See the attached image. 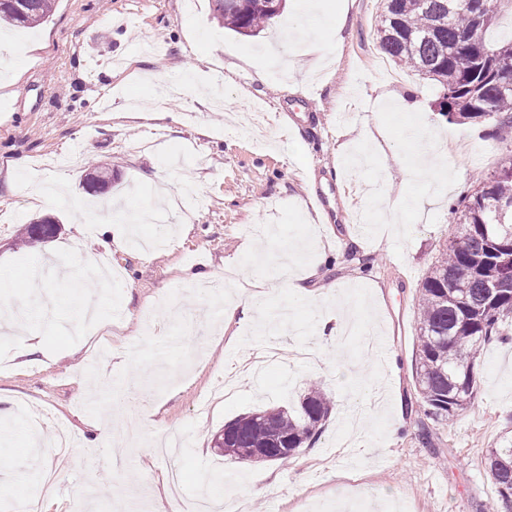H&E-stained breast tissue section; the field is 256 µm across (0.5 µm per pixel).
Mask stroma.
Listing matches in <instances>:
<instances>
[{"instance_id": "stroma-1", "label": "stroma", "mask_w": 512, "mask_h": 512, "mask_svg": "<svg viewBox=\"0 0 512 512\" xmlns=\"http://www.w3.org/2000/svg\"><path fill=\"white\" fill-rule=\"evenodd\" d=\"M324 8L347 23L318 53L290 52L268 25L251 37L224 28L212 0H55L46 22L0 37V269L16 280L0 304L29 315L43 346L21 366L12 334L0 336V512L39 495L47 471L63 512L77 499L84 512H135L140 483L153 489V512H171L169 462L153 448L173 432L187 437L177 460L186 489L242 499L248 512H481L490 499L484 456L512 440V341L480 350L476 398L453 420L428 423L422 444L412 368L419 288L456 230L449 206L460 195L445 179L408 180L406 168L441 134L459 144L447 159L471 192L512 149L489 136V123H448L439 87L417 72L401 69L392 85L373 70L381 0ZM273 44L302 83L256 78L253 62ZM257 107L266 121L256 138L225 131V111L244 117ZM410 124L420 128L413 140L403 131ZM369 130L364 158L356 150ZM76 148L81 179L57 204L35 207L33 187L67 175L51 158ZM97 167L117 175L102 193L83 180ZM183 174L193 196L174 223L138 227L162 246L113 249L121 274L100 284L96 234L78 206L101 214L134 189L145 202L161 179L178 194ZM382 183L390 200L414 197L421 208L402 210L397 224L355 223L369 186ZM44 216L60 221L57 237L23 246L27 225ZM259 224L278 226L284 242L307 238L282 275L305 278L309 301L295 304L281 289L268 299L266 325L222 327L220 303L181 271L221 274L236 260L228 298L262 280L269 264L247 251ZM33 258L56 265L36 295L26 285ZM331 282L362 311L355 336L326 347L310 330ZM49 293L58 307L46 319L38 297ZM92 301L102 317L122 312L121 323L93 331L76 314ZM313 382L332 410L291 462L216 454L224 424L298 408ZM116 395L143 417L138 447L94 442L90 424Z\"/></svg>"}]
</instances>
